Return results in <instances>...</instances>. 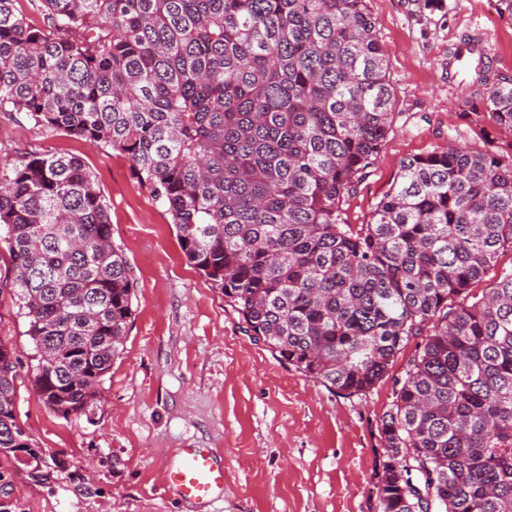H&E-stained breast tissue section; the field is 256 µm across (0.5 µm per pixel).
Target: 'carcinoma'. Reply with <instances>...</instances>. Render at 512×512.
Listing matches in <instances>:
<instances>
[{
	"label": "carcinoma",
	"instance_id": "obj_1",
	"mask_svg": "<svg viewBox=\"0 0 512 512\" xmlns=\"http://www.w3.org/2000/svg\"><path fill=\"white\" fill-rule=\"evenodd\" d=\"M0 0V112L110 148L171 215L182 252L247 335L346 397L394 379L378 424L379 512H512V152L403 162L372 220L343 204L392 131L366 0ZM448 82L512 131V78ZM0 240L28 319L32 385L85 416L124 346L136 279L109 206L72 155L0 158ZM0 465L42 483L0 342ZM0 473V512H16ZM512 270V252H505L502 254L497 263L487 270L484 277L477 282L473 287V292L481 294L484 288H490L502 273Z\"/></svg>",
	"mask_w": 512,
	"mask_h": 512
}]
</instances>
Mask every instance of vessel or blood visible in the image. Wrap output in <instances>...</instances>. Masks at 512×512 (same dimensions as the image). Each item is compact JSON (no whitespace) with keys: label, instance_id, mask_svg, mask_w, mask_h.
I'll list each match as a JSON object with an SVG mask.
<instances>
[{"label":"vessel or blood","instance_id":"1","mask_svg":"<svg viewBox=\"0 0 512 512\" xmlns=\"http://www.w3.org/2000/svg\"><path fill=\"white\" fill-rule=\"evenodd\" d=\"M165 481L188 503H202L224 493V464L209 448H182L167 466Z\"/></svg>","mask_w":512,"mask_h":512}]
</instances>
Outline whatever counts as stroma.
<instances>
[{"mask_svg":"<svg viewBox=\"0 0 512 512\" xmlns=\"http://www.w3.org/2000/svg\"><path fill=\"white\" fill-rule=\"evenodd\" d=\"M395 97L393 130L344 204L348 223H369L403 161L440 147L512 150V132L465 106L448 83V50L479 32L493 71L512 77V23L495 0H367ZM81 158L110 208L112 241L136 278L122 355L101 386L93 417L62 418L35 396L28 323L12 294L0 241V341L18 367L17 413L36 447L64 462L47 483L13 477L23 512H377V424L415 343L388 378L350 398L278 361L242 331L223 296L188 264L165 207L111 149L0 112V154ZM224 456V497L189 507L164 470L176 449Z\"/></svg>","mask_w":512,"mask_h":512,"instance_id":"35a3bbf8","label":"stroma"}]
</instances>
